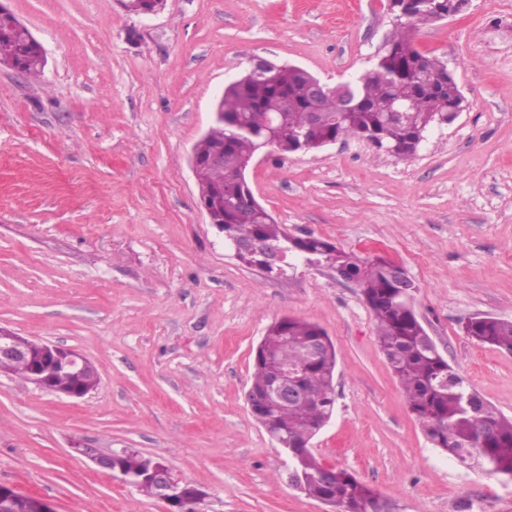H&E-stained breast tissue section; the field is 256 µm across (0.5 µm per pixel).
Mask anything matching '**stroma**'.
I'll return each mask as SVG.
<instances>
[{
  "label": "stroma",
  "mask_w": 512,
  "mask_h": 512,
  "mask_svg": "<svg viewBox=\"0 0 512 512\" xmlns=\"http://www.w3.org/2000/svg\"><path fill=\"white\" fill-rule=\"evenodd\" d=\"M39 40L36 78L0 67V327L97 368L81 399L0 372V485L56 512H166L83 456L133 449L204 497L197 512H333L285 479V456L245 401L255 349L283 317L337 353L320 460L395 512H512V481L461 466L410 414L353 283L297 264L271 279L225 248L199 209L189 157L217 97L252 57L331 84L370 67L396 20L387 0H8ZM467 107L393 155L359 138L283 155L246 179L295 236L403 266L413 306L470 388L512 417V354L466 336L512 319V0H471L418 24Z\"/></svg>",
  "instance_id": "35a3bbf8"
}]
</instances>
